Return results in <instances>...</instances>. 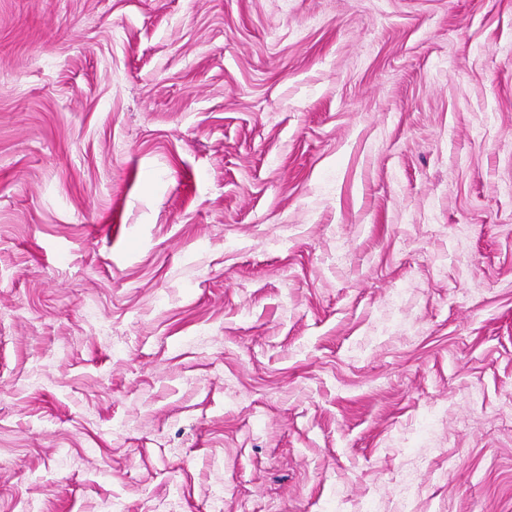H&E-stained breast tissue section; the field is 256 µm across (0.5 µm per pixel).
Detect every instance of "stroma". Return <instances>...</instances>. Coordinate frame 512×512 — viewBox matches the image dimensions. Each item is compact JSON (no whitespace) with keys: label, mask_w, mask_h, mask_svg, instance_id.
<instances>
[{"label":"stroma","mask_w":512,"mask_h":512,"mask_svg":"<svg viewBox=\"0 0 512 512\" xmlns=\"http://www.w3.org/2000/svg\"><path fill=\"white\" fill-rule=\"evenodd\" d=\"M512 512V0H0V512Z\"/></svg>","instance_id":"35a3bbf8"}]
</instances>
